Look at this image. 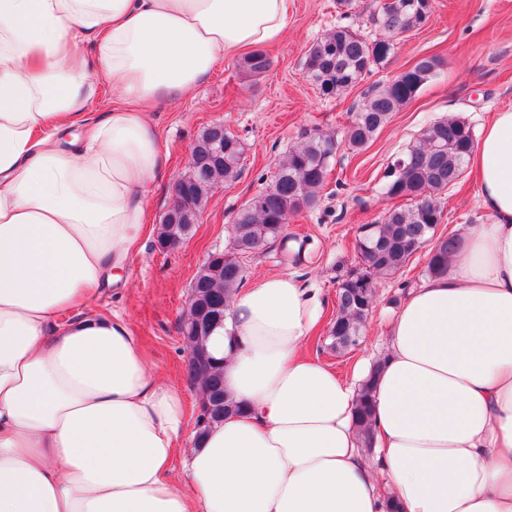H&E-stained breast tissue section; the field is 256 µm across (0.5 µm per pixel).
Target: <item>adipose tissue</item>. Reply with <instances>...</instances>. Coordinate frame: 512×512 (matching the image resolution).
<instances>
[{"mask_svg": "<svg viewBox=\"0 0 512 512\" xmlns=\"http://www.w3.org/2000/svg\"><path fill=\"white\" fill-rule=\"evenodd\" d=\"M292 0H0V512H512V111L472 154L482 207L380 353L365 457L344 380L304 355L319 305L237 290L210 348L242 410L186 413L126 319L92 305L167 165L152 109L279 41ZM124 99L94 123L100 78ZM183 452L190 492L172 473Z\"/></svg>", "mask_w": 512, "mask_h": 512, "instance_id": "ef3b65f1", "label": "adipose tissue"}]
</instances>
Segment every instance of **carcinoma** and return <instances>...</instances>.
Instances as JSON below:
<instances>
[{
  "mask_svg": "<svg viewBox=\"0 0 512 512\" xmlns=\"http://www.w3.org/2000/svg\"><path fill=\"white\" fill-rule=\"evenodd\" d=\"M431 8L430 0H388L374 23L382 31L398 36L423 27ZM394 49L395 44L384 38L368 40L348 26H339L311 45L303 69L319 93L331 97L388 64ZM241 65L247 73L258 76L269 70L271 58L263 50H254ZM439 67L436 56L423 57L408 67L406 74L369 89L343 139L315 131L288 150L269 182L237 212L230 227L229 246L210 255L190 283L201 308H209L206 315L213 314V307L222 313L229 309L231 295L245 279L246 264L241 255L253 256L276 243L285 245V227L291 215L318 205L319 193L339 148L354 154L364 151L393 113L410 103L423 85L440 74ZM220 130L224 131V155L219 158L212 154L210 143ZM475 147V132L465 119H443L427 127L419 143L390 165L382 195L390 200L403 198L408 204L387 209L366 225L367 232L356 238L357 262L346 270L336 290V316L328 330L333 352L344 355L359 345L379 280L398 273L419 250L428 248L424 275L447 271L456 235L435 238L443 213L426 200V192L436 188L442 193L448 190V182L459 183ZM242 157L240 139L224 130V125L204 128L194 142L192 167L183 175L184 195L164 213L157 239L190 235L194 225L185 214L202 213L215 189L234 182L242 171ZM187 375L204 404L205 425L240 410L224 396V375L215 357L203 365L189 362ZM372 391L370 377L362 384L355 413L362 445L368 450L374 446L370 427Z\"/></svg>",
  "mask_w": 512,
  "mask_h": 512,
  "instance_id": "cac0c4a2",
  "label": "carcinoma"
}]
</instances>
